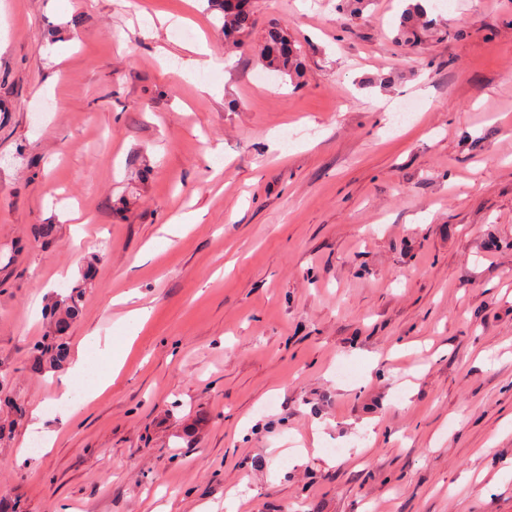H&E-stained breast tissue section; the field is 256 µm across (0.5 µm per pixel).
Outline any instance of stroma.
<instances>
[{
	"instance_id": "stroma-1",
	"label": "stroma",
	"mask_w": 512,
	"mask_h": 512,
	"mask_svg": "<svg viewBox=\"0 0 512 512\" xmlns=\"http://www.w3.org/2000/svg\"><path fill=\"white\" fill-rule=\"evenodd\" d=\"M336 3L255 0L234 46L209 0H0V499L512 512V0L415 46L403 0ZM274 24L301 82L258 61ZM76 286L69 355H124L70 414L32 364Z\"/></svg>"
}]
</instances>
